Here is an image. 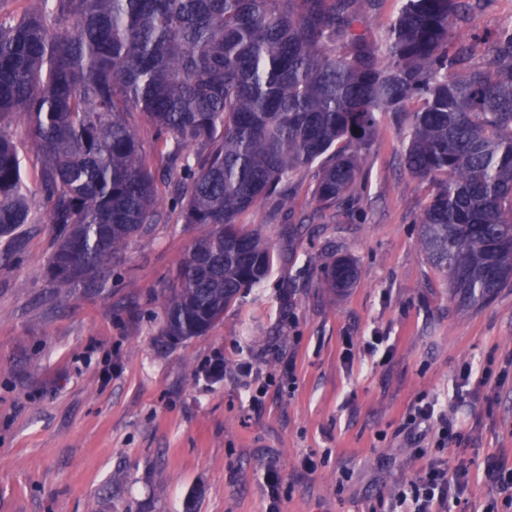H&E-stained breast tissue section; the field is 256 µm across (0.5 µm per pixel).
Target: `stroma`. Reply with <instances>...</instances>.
Listing matches in <instances>:
<instances>
[{
  "label": "stroma",
  "mask_w": 512,
  "mask_h": 512,
  "mask_svg": "<svg viewBox=\"0 0 512 512\" xmlns=\"http://www.w3.org/2000/svg\"><path fill=\"white\" fill-rule=\"evenodd\" d=\"M511 19L512 0H474L456 37ZM131 118L172 200L185 151ZM405 136L381 114L348 206L320 208L305 175L291 183V216L267 205L242 214L277 252L268 277L174 345L160 334L167 278L202 226L168 211L106 287L71 294L46 281L55 228L41 212L0 237L12 255L0 265V512H389L430 457L469 467L450 512H512L486 472L491 460L512 468V286L478 309L451 298L418 247L433 184L405 167ZM336 255L360 267L340 293L324 277ZM375 333L388 358L361 351ZM244 361L268 383L256 408ZM467 366L461 441L438 449L430 431L406 430L408 408L451 401Z\"/></svg>",
  "instance_id": "35a3bbf8"
}]
</instances>
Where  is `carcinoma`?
<instances>
[{
	"mask_svg": "<svg viewBox=\"0 0 512 512\" xmlns=\"http://www.w3.org/2000/svg\"><path fill=\"white\" fill-rule=\"evenodd\" d=\"M42 2L0 23V236L42 206L57 292L103 287L163 216L132 112L188 151L176 200L183 223L206 227L171 275L169 341L205 333L269 275L270 245L242 213L268 201L291 214L290 180L309 171L319 206L344 205L382 112L406 128L408 170L434 183L419 245L452 297L477 307L512 285V21L456 46L470 0H401L380 40L358 29L365 0ZM358 278L348 258L325 265L331 288ZM25 130L23 127L16 128V141L20 149V158L22 160L23 175L28 184L35 188L38 185L40 177V163L36 156L24 148Z\"/></svg>",
	"mask_w": 512,
	"mask_h": 512,
	"instance_id": "cac0c4a2",
	"label": "carcinoma"
}]
</instances>
